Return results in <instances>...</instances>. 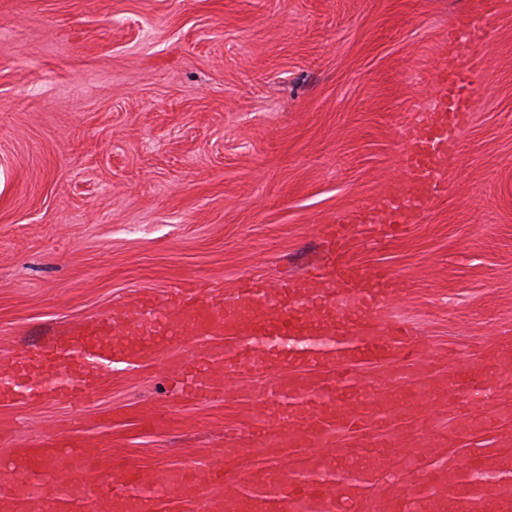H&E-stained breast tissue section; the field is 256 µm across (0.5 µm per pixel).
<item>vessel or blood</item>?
<instances>
[{
    "instance_id": "1",
    "label": "vessel or blood",
    "mask_w": 512,
    "mask_h": 512,
    "mask_svg": "<svg viewBox=\"0 0 512 512\" xmlns=\"http://www.w3.org/2000/svg\"><path fill=\"white\" fill-rule=\"evenodd\" d=\"M505 6V0H467L457 14L448 55L433 73L432 105L413 114L401 133L402 188L320 225L329 249L315 273L320 294L301 299L291 285L247 276L237 281L231 306L220 283L194 280L161 298L143 293L0 367V402L52 398L80 410L113 366H136L162 354L175 396L203 401L224 393V375L271 372L269 360L248 356L271 343L289 366L313 373L266 391L270 407L253 420L256 451L289 449V466L249 478L219 461L204 469L185 467L168 475L164 489L171 503L193 502L200 512H512V460L495 458L493 449H469L465 461L450 468L433 464L422 451L405 454L407 469L422 476L406 483L394 473L373 471L365 452L348 445V437L364 431L375 447H391L423 395L422 384L434 375V359L414 325L385 316L390 271L352 266L343 248L361 228L376 229L383 238L399 234L444 197L456 151L453 134L470 122L471 87ZM319 307L330 332L313 321ZM126 327L143 337V345L101 348L88 342ZM378 363L397 367L384 395L370 391L362 374ZM511 383L512 360L486 349L454 364L437 398L454 412L474 394L497 400ZM50 456L69 471L70 481L49 484ZM154 483L150 475L105 472L89 453L22 448L13 467L0 473V498L13 512H156Z\"/></svg>"
}]
</instances>
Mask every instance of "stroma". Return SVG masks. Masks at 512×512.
Instances as JSON below:
<instances>
[{"instance_id":"35a3bbf8","label":"stroma","mask_w":512,"mask_h":512,"mask_svg":"<svg viewBox=\"0 0 512 512\" xmlns=\"http://www.w3.org/2000/svg\"><path fill=\"white\" fill-rule=\"evenodd\" d=\"M464 2L0 0V360L190 277L223 281L228 300L246 274L319 291V225L399 185L401 129L433 99ZM485 55L446 199L400 236L346 245L390 270L386 314L415 324L441 377L449 351L512 331V12ZM279 380L185 404L158 362L104 378L81 413L0 404V456L90 422L88 451L119 472L200 468L219 450L243 476L283 466L251 452L248 427ZM154 408L162 424L145 419ZM482 413L466 409L458 439L447 412L423 407L390 457L428 430L455 461L512 454V400L498 429Z\"/></svg>"}]
</instances>
